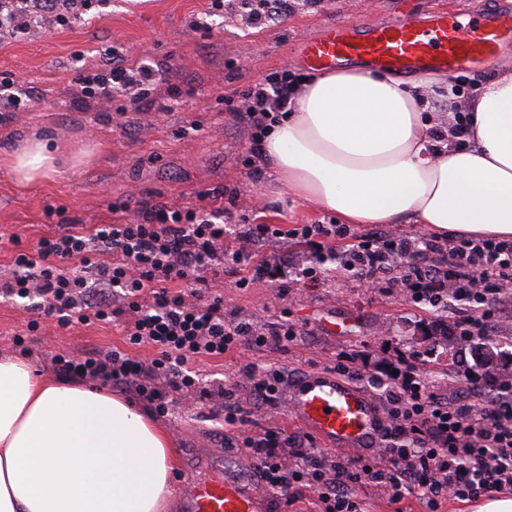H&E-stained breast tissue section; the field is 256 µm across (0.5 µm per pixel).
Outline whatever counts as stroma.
<instances>
[{"label":"stroma","mask_w":512,"mask_h":512,"mask_svg":"<svg viewBox=\"0 0 512 512\" xmlns=\"http://www.w3.org/2000/svg\"><path fill=\"white\" fill-rule=\"evenodd\" d=\"M211 0H95L91 10L61 26L36 19L34 31L0 41V78L23 81L27 96L20 109L0 111V148L19 136L51 130L66 155L87 153L77 173L22 188L0 167V288L11 276L17 250L65 224H110L137 215L146 206H200L208 198L223 205L230 224H333L336 215L281 196L271 186L262 162L250 156L251 129L231 110L240 93L273 73L307 74L297 60L299 45L329 22L416 21L429 23L448 14L460 21L503 10L512 0H294L277 23L254 24L235 0L223 10ZM115 46L129 61H153L161 79L141 99L120 91L108 97H84L83 68L96 65L102 49ZM512 69V41L502 45L495 66L476 64L451 76L468 96L504 70ZM128 212H119L120 204ZM235 265L225 261L223 277L212 282L224 296L228 318L262 325L287 314L302 334L293 343L230 353L196 366L208 384L233 386L235 368L250 361L283 368L281 394L273 405L254 404L246 389L237 394L248 411L245 429L222 427L208 413L176 400L160 425L177 457L212 448L224 451L230 476L254 481L256 470L243 449L230 447L239 432L299 426L288 417L290 385L298 377L333 365L340 351L352 349L382 356L394 347L408 354L434 352L440 371L452 374L483 361L493 352L492 369L512 374V311L501 315L493 332L467 349L440 335L435 313L401 298L359 287L353 279L325 272L317 283L278 292L260 281L234 287ZM120 350L134 359L152 358V348L127 343L122 322L89 326L60 325L39 315L33 300L0 291V353L28 356L36 370L52 375V355L81 356Z\"/></svg>","instance_id":"35a3bbf8"}]
</instances>
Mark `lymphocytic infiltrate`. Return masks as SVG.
I'll return each instance as SVG.
<instances>
[{
    "mask_svg": "<svg viewBox=\"0 0 512 512\" xmlns=\"http://www.w3.org/2000/svg\"><path fill=\"white\" fill-rule=\"evenodd\" d=\"M87 7V0H0V30L26 31L38 15L65 24ZM158 75L148 64L130 66L123 51L110 46L81 84L84 94L93 97L114 87L141 89ZM299 81V74L285 70L242 93L238 109L254 131L253 148H260L272 115L289 112ZM230 232L220 206L161 208L118 224H68L41 238L34 253L14 256L8 292L47 298L45 315L57 316L63 325L124 317L129 344L156 351L147 363L118 350L81 357L56 354L50 364L59 375L131 392L160 417L168 413L172 393L197 403L215 396L222 400L225 425L234 427L246 422L234 389L202 387L194 363L242 347L291 343L301 328L284 315L264 327L231 319L224 313L223 297L203 299L210 277L223 273L225 258L238 267L239 288L261 280L280 287L313 282L324 264L337 262L338 272L419 309L456 307L449 332L461 346L489 334L512 291V244L504 242L435 234H347L334 224L288 231L276 224H247L231 232L238 247L228 254L224 238ZM343 236L349 246L336 250L334 241ZM288 237L305 246L300 261L257 255L256 245ZM105 251L112 253V263L97 262V254ZM331 371L382 388L384 428L374 453L334 460L317 451L308 434L267 429L245 435L241 446L255 464L264 494L291 505L310 500L317 512H363L356 489L368 483L394 504L418 491L429 512H438L450 497L463 501L512 492L511 375L489 373L485 389L479 373L466 371L457 377L463 392L451 401L427 360L418 355L399 352L394 361L373 365L341 352ZM238 374L255 401L275 402L281 369L249 362Z\"/></svg>",
    "mask_w": 512,
    "mask_h": 512,
    "instance_id": "lymphocytic-infiltrate-1",
    "label": "lymphocytic infiltrate"
}]
</instances>
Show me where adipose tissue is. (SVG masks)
Instances as JSON below:
<instances>
[{
	"label": "adipose tissue",
	"instance_id": "obj_1",
	"mask_svg": "<svg viewBox=\"0 0 512 512\" xmlns=\"http://www.w3.org/2000/svg\"><path fill=\"white\" fill-rule=\"evenodd\" d=\"M454 87L339 69L304 82L261 157L292 201L345 224L421 227L512 241V71L467 106L464 143L435 141ZM51 132L4 160L17 185L57 174ZM175 450L167 432L118 395L35 374L0 355V512H167Z\"/></svg>",
	"mask_w": 512,
	"mask_h": 512
}]
</instances>
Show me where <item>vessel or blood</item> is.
Instances as JSON below:
<instances>
[{
    "mask_svg": "<svg viewBox=\"0 0 512 512\" xmlns=\"http://www.w3.org/2000/svg\"><path fill=\"white\" fill-rule=\"evenodd\" d=\"M512 38V13L477 17L463 25L438 15L430 24L375 22L361 28L332 22L303 41L299 58L308 68L332 71L350 63L385 67L421 75H447L474 63L494 64L504 37ZM289 410L295 422L324 447L371 453L384 424L376 402L359 386L332 373H315L290 389ZM180 512H268L267 498L254 484L224 473V452L214 450L184 463Z\"/></svg>",
    "mask_w": 512,
    "mask_h": 512,
    "instance_id": "vessel-or-blood-1",
    "label": "vessel or blood"
}]
</instances>
